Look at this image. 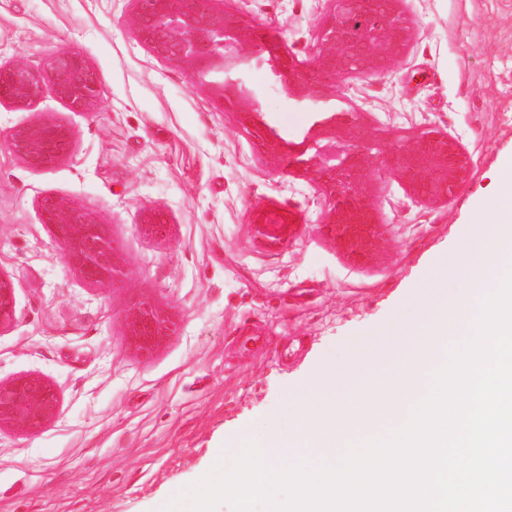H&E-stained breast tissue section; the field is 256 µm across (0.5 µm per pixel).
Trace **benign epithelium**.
Returning a JSON list of instances; mask_svg holds the SVG:
<instances>
[{"mask_svg": "<svg viewBox=\"0 0 512 512\" xmlns=\"http://www.w3.org/2000/svg\"><path fill=\"white\" fill-rule=\"evenodd\" d=\"M131 2L129 25L138 43L158 60L195 78V85L214 103L229 104L268 162L286 161L313 182L323 203L321 223L350 252H363L368 245L367 226L377 223L368 185L373 181L370 159L380 147L369 134L367 112L355 103L317 112L305 136V149L293 153L288 140L260 119L261 105L248 86L244 67L252 62L267 66L294 104L317 102L336 80L383 75L413 39L405 0H328L308 63L297 60L248 15L218 7V0ZM47 88L76 112L90 110L98 100L96 73L77 52L63 51L40 68L20 61L0 64V106L31 110ZM71 144V129L49 118L9 133L10 149L33 169L63 160ZM471 169V158L459 140L441 130L411 133L398 149L402 180L409 193L426 204L447 203L468 180ZM39 213L41 223L61 244L69 267L85 281L98 284L117 272L118 260L102 225L73 200L45 196L39 201ZM293 223L292 214L262 205L251 220L255 237L270 246L288 236ZM15 317L14 286L0 272V331L10 328ZM173 326L170 316L149 301L128 312L131 342L143 354L158 349ZM57 408L55 388L37 374L0 381V425L34 433L56 415Z\"/></svg>", "mask_w": 512, "mask_h": 512, "instance_id": "1", "label": "benign epithelium"}]
</instances>
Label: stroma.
I'll return each instance as SVG.
<instances>
[{
	"instance_id": "stroma-1",
	"label": "stroma",
	"mask_w": 512,
	"mask_h": 512,
	"mask_svg": "<svg viewBox=\"0 0 512 512\" xmlns=\"http://www.w3.org/2000/svg\"><path fill=\"white\" fill-rule=\"evenodd\" d=\"M248 12L300 60L325 0H224ZM414 29L381 76L340 82L317 106L289 103L267 67L247 82L265 120L300 149L315 110L360 105L383 144L371 186L379 210L369 252L352 254L321 222L308 179L272 169L236 114L144 49L129 0H0V61L42 66L83 55L97 105L73 112L51 93L30 111L0 107V272L13 278L16 319L0 332V380L35 372L56 388L57 416L39 432L0 427V512H157L240 446V430L290 432L299 394L360 336L385 328L420 290H456L460 236L498 202L512 161V0H405ZM73 131L67 158L28 167L11 129L41 118ZM440 129L472 170L431 207L397 171L399 135ZM71 198L105 228L123 266L101 284L67 266L37 210ZM258 205L299 219L282 245L258 242ZM163 210L165 235L147 214ZM147 297L174 333L140 355L126 315Z\"/></svg>"
}]
</instances>
